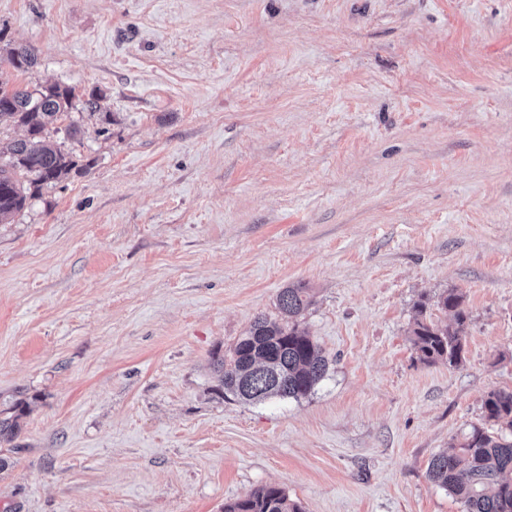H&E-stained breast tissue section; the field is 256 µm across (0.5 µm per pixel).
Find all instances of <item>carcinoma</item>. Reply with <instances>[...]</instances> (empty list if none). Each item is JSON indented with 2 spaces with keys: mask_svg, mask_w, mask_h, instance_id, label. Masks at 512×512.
I'll return each instance as SVG.
<instances>
[{
  "mask_svg": "<svg viewBox=\"0 0 512 512\" xmlns=\"http://www.w3.org/2000/svg\"><path fill=\"white\" fill-rule=\"evenodd\" d=\"M5 61L15 71L36 64L34 51L24 45L8 50ZM74 89L50 84L38 89H13L0 80V123L21 126L19 139L0 138V221L23 210L45 184L59 182L76 167L73 156L46 139L47 124L73 107ZM313 304L311 289L303 283L277 295V315L258 316L249 329L225 351L215 353L213 367L221 394L245 402L270 398L299 399L310 394L328 370L320 346L301 327L300 318ZM435 305L451 312L449 324L426 318L428 300L416 306L410 331L413 349L425 363L440 360L450 366L462 362L468 314L462 294L439 295ZM483 422L471 426L462 441L429 462L427 477L463 504L464 512H512V391H492L482 404ZM28 402L15 401L0 409V446H10L21 431ZM509 420L511 433L496 428ZM224 512H300L285 491L265 485L248 497L224 506Z\"/></svg>",
  "mask_w": 512,
  "mask_h": 512,
  "instance_id": "cac0c4a2",
  "label": "carcinoma"
}]
</instances>
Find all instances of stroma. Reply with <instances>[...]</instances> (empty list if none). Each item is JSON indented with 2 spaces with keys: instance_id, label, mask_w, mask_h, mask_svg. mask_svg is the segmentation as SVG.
Returning <instances> with one entry per match:
<instances>
[{
  "instance_id": "1",
  "label": "stroma",
  "mask_w": 512,
  "mask_h": 512,
  "mask_svg": "<svg viewBox=\"0 0 512 512\" xmlns=\"http://www.w3.org/2000/svg\"><path fill=\"white\" fill-rule=\"evenodd\" d=\"M14 87L97 94L0 222V512H463L431 458L512 391V0H0ZM77 139L64 140L69 123ZM329 360L298 400L211 365L282 288ZM469 314L422 363V297ZM2 60L6 61L15 71H25L36 64L37 58L31 48L19 45L10 48L5 59L1 57V64ZM428 301L426 298L416 306L417 318L410 331L413 349L425 363L445 360L449 366H457L463 359L468 320L464 297L452 290L436 298L435 305L452 314V323L445 325L427 321ZM28 402L16 400L7 408L0 409V447L11 446L21 431V421L28 410ZM297 504L288 499L285 491L275 485H265L248 497L225 505L224 512H300Z\"/></svg>"
}]
</instances>
